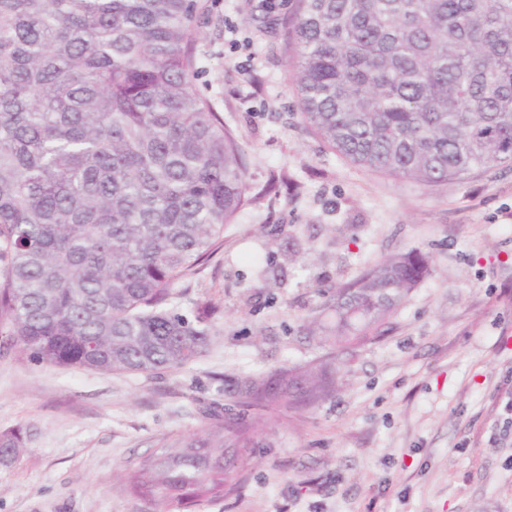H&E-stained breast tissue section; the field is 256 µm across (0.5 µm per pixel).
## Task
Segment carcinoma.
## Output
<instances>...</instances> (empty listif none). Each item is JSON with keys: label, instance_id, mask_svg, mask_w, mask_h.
<instances>
[{"label": "carcinoma", "instance_id": "carcinoma-1", "mask_svg": "<svg viewBox=\"0 0 512 512\" xmlns=\"http://www.w3.org/2000/svg\"><path fill=\"white\" fill-rule=\"evenodd\" d=\"M197 0H0V327L40 362L184 366L213 311L171 304L246 202L243 150L193 87ZM305 123L338 155L427 185L512 164V0H296L288 28ZM415 252L336 288V338L378 328L428 273ZM323 369L248 379L260 410L170 439L129 478L157 512L232 486L224 449L263 414L327 397ZM20 434H0V464Z\"/></svg>", "mask_w": 512, "mask_h": 512}]
</instances>
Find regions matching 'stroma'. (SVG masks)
I'll use <instances>...</instances> for the list:
<instances>
[{
  "mask_svg": "<svg viewBox=\"0 0 512 512\" xmlns=\"http://www.w3.org/2000/svg\"><path fill=\"white\" fill-rule=\"evenodd\" d=\"M294 0H199L193 78L246 153L247 205L174 287L211 344L151 373L47 366L0 335V512H156L122 490L161 439L241 406L238 381L323 364L335 394L269 420L237 489L188 512H512V166L428 186L361 168L303 122ZM427 277L379 339L336 341L325 302L392 255Z\"/></svg>",
  "mask_w": 512,
  "mask_h": 512,
  "instance_id": "35a3bbf8",
  "label": "stroma"
}]
</instances>
